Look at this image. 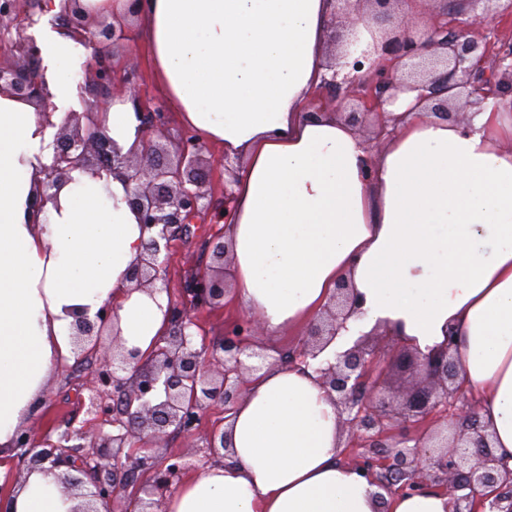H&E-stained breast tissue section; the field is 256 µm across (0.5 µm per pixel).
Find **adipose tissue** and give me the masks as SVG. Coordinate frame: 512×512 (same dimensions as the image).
<instances>
[{
    "label": "adipose tissue",
    "instance_id": "1",
    "mask_svg": "<svg viewBox=\"0 0 512 512\" xmlns=\"http://www.w3.org/2000/svg\"><path fill=\"white\" fill-rule=\"evenodd\" d=\"M330 0H149L141 35L170 111L208 144L242 155L225 239L231 295L278 336L320 315L339 280L364 301L348 329L385 328L420 349L461 338L464 383L498 452L512 454V96L455 89L472 117L437 118L400 95L397 134L378 152L333 109L308 117L328 61ZM54 101L85 62L66 30L39 33ZM0 93V477L58 366L74 362L77 316L112 304L127 348L151 356L168 298L129 279L145 235L123 182L74 169L32 219L50 164L48 124ZM105 124L122 152L139 124L117 96ZM224 431L233 463L183 481L165 512H448L427 490L377 502L338 464L345 435L313 368L250 378ZM52 473L26 471L0 512H72Z\"/></svg>",
    "mask_w": 512,
    "mask_h": 512
}]
</instances>
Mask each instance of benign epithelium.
<instances>
[{
	"instance_id": "benign-epithelium-1",
	"label": "benign epithelium",
	"mask_w": 512,
	"mask_h": 512,
	"mask_svg": "<svg viewBox=\"0 0 512 512\" xmlns=\"http://www.w3.org/2000/svg\"><path fill=\"white\" fill-rule=\"evenodd\" d=\"M501 1L512 13V0H468L482 8L481 13L450 34L443 25L421 28L415 13L398 9L400 0H334V14L343 19L345 34L329 58L331 74L323 78L322 87L344 90L338 110L362 94L380 105L418 91L434 114L458 121L462 113L450 111L448 99L440 98L442 92L466 82L480 91L491 85L484 70L489 60L492 68L512 73V44L492 57L474 32L478 22L501 9ZM19 5L20 0H0V39L9 43L7 54L22 58L19 63L0 61V92L34 101L42 112H53L56 106L50 103L43 77L41 49L17 23ZM65 29L93 49L95 65L84 69L82 112H69L55 136L52 161L44 167L45 180L33 198L32 210L40 213L55 201L61 182L73 168L102 170L119 178L125 184L128 205L148 233L130 280L137 290L163 292L166 266L161 256L190 231L193 220L211 211L224 213V223L232 222L231 189L224 188V202L214 200L208 176L214 167L233 168V162L227 156L205 157V145L195 134L168 145L156 139L165 125V109L145 103L134 74L122 73L112 64L116 47L133 52L124 27L99 20L91 23L75 6L65 18ZM399 65L407 70V78L397 76ZM117 94L130 99L139 120L141 149L133 154L121 153L94 119L95 113L109 109ZM81 116L87 119L84 125L79 122ZM211 243L217 270L194 274L182 288L183 303L197 311L224 300L228 246L217 238ZM361 310L357 293L348 282L340 281L324 312L310 324L300 351L303 359L318 361L316 373L339 421L351 432L353 447L365 449L355 469L389 495L396 494L397 484L401 493L415 494L424 490L427 478L441 482L446 485L449 512H474L476 505L481 512H512V458L493 450L477 401L459 406L452 423L440 422L422 438L393 439V424L416 426L439 418L440 407L457 401L463 389L460 338L450 331L443 345L423 353L414 347H382L373 340L375 333H362L345 350L321 357L346 328L347 320ZM192 326L191 313H183L180 323L171 324L157 340L151 358L144 360L123 345L111 306L102 307L94 321L86 317L76 321L75 336L80 342L94 340L90 354L97 358L82 380V390L88 392L90 411L112 414L113 431L72 432L70 437L80 440L72 450L38 441L25 431L17 437L16 447L30 457L32 467L47 463L50 470H61L58 479L63 488L83 499L78 512L101 508L112 512V502L129 491L137 512H162L164 497L183 466L176 462L165 466L155 456L133 450V440L158 439L170 426L194 435L208 409L220 404L230 412L242 399L249 377L281 364V358L271 356L258 343L260 325L253 319L244 317L223 339L199 345ZM387 356L417 375L416 382L398 396L385 394L379 381L370 380L374 364ZM112 396L119 400L114 410L107 403ZM127 446L130 452L120 456ZM205 448L211 462L229 458L228 440L219 428L206 435ZM108 458L112 464H101ZM377 466L384 467L385 475L374 472ZM141 491L148 498L137 497Z\"/></svg>"
}]
</instances>
